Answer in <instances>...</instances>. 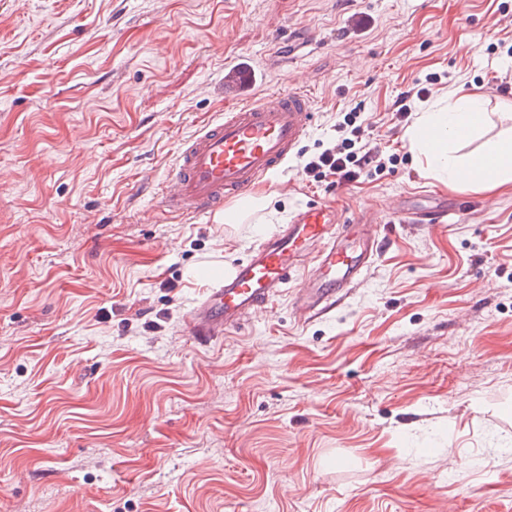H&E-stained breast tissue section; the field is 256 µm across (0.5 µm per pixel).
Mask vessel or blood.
Here are the masks:
<instances>
[{
  "label": "vessel or blood",
  "instance_id": "b4317fda",
  "mask_svg": "<svg viewBox=\"0 0 512 512\" xmlns=\"http://www.w3.org/2000/svg\"><path fill=\"white\" fill-rule=\"evenodd\" d=\"M255 74L244 65L224 69V98L235 107L224 117L203 125L177 151L160 195L165 209L180 214H216L225 199L248 201L256 180L281 169L299 146L313 120L311 98L291 87L253 102L248 95ZM475 208L469 197L432 209L439 223L467 217ZM337 212L325 204L300 209L290 224L268 237L250 258L233 271L208 274L209 290L195 307L186 329L208 341L237 325L246 312L263 307L288 283L295 259L306 244L318 245L319 275L303 287L300 308L311 313L327 303L369 265L375 239L365 236L357 249L347 248L332 231Z\"/></svg>",
  "mask_w": 512,
  "mask_h": 512
}]
</instances>
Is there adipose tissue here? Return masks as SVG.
<instances>
[{"mask_svg": "<svg viewBox=\"0 0 512 512\" xmlns=\"http://www.w3.org/2000/svg\"><path fill=\"white\" fill-rule=\"evenodd\" d=\"M487 118L484 96L460 93L422 112L406 136L435 177L484 189L512 181V135L481 150L458 153L455 144L480 131Z\"/></svg>", "mask_w": 512, "mask_h": 512, "instance_id": "adipose-tissue-1", "label": "adipose tissue"}]
</instances>
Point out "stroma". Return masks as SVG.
<instances>
[{"mask_svg": "<svg viewBox=\"0 0 512 512\" xmlns=\"http://www.w3.org/2000/svg\"><path fill=\"white\" fill-rule=\"evenodd\" d=\"M512 0H0V512H512V182L432 177L393 120L465 88L512 129ZM305 90L314 120L262 209L172 216L153 192L231 109ZM394 160L335 188L303 174L346 107ZM476 201L432 226L394 215ZM327 202L374 233L322 313L307 247L266 306L210 342L200 271H232Z\"/></svg>", "mask_w": 512, "mask_h": 512, "instance_id": "obj_1", "label": "stroma"}]
</instances>
